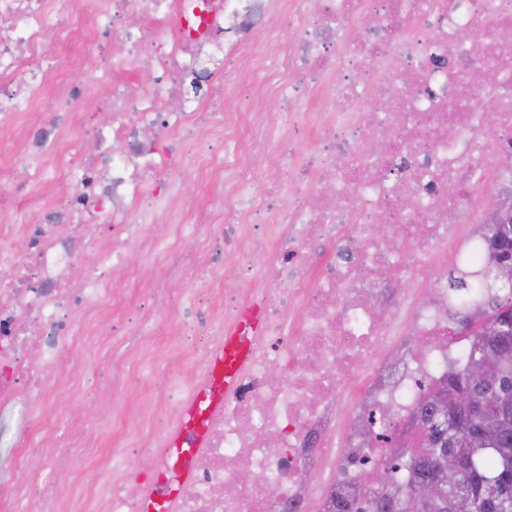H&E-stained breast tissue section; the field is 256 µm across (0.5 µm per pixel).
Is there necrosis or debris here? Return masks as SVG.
<instances>
[{
  "label": "necrosis or debris",
  "instance_id": "necrosis-or-debris-1",
  "mask_svg": "<svg viewBox=\"0 0 512 512\" xmlns=\"http://www.w3.org/2000/svg\"><path fill=\"white\" fill-rule=\"evenodd\" d=\"M283 12L296 38L260 41ZM108 41L143 61L152 88L98 74ZM214 47L220 78L200 65ZM243 85L280 95L284 112L241 118ZM92 94L107 119L77 116ZM2 137L0 181L26 205L0 202V440L16 450L0 512H140L153 490L133 470L113 477L98 432L124 428L133 363L104 324L131 247L167 268L147 290L165 317L179 314L171 289L196 283L208 345L244 307L260 319L168 512H323L338 475L365 485L388 457L371 419L402 438L471 348L451 331L447 267L484 257L487 214L512 195V0H0ZM216 144L222 163L186 202L187 157ZM264 154L274 162L255 175ZM408 337L416 351L378 382ZM99 354L111 377L58 446L56 376ZM60 454L68 468L32 495V475Z\"/></svg>",
  "mask_w": 512,
  "mask_h": 512
}]
</instances>
